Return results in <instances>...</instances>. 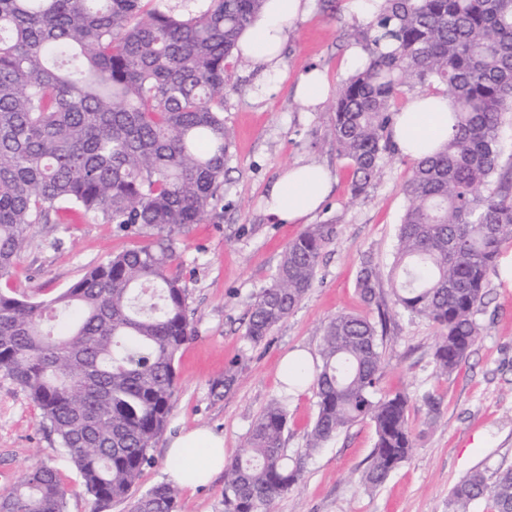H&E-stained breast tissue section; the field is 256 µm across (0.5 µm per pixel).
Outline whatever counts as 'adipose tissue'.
Returning a JSON list of instances; mask_svg holds the SVG:
<instances>
[{"instance_id": "ef3b65f1", "label": "adipose tissue", "mask_w": 512, "mask_h": 512, "mask_svg": "<svg viewBox=\"0 0 512 512\" xmlns=\"http://www.w3.org/2000/svg\"><path fill=\"white\" fill-rule=\"evenodd\" d=\"M307 0H265L238 42L241 56L277 68L290 23L302 15ZM446 96L418 92L408 96L396 117L392 138L403 155L419 158L454 132ZM332 187V176L315 163L289 168L268 192V213L282 224H295L315 213ZM172 481L184 486L207 485L224 468V437L207 427L178 435L170 444Z\"/></svg>"}]
</instances>
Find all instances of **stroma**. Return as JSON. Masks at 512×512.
Returning a JSON list of instances; mask_svg holds the SVG:
<instances>
[{"instance_id": "35a3bbf8", "label": "stroma", "mask_w": 512, "mask_h": 512, "mask_svg": "<svg viewBox=\"0 0 512 512\" xmlns=\"http://www.w3.org/2000/svg\"><path fill=\"white\" fill-rule=\"evenodd\" d=\"M361 15L344 0L326 9L308 0L295 19L282 63L265 72L252 60L229 68L224 125L231 146L221 199L203 223L175 236L178 272L186 289L195 337L176 358L177 386L165 430L156 437L130 497L97 508L85 493L65 448L43 422L28 394L0 372V494L33 467L55 468L70 488L66 512H132L137 498L168 482L167 448L179 433L206 426L224 437L234 457L258 416L272 403L288 409L285 452L302 460L296 485L276 498L270 512H450L452 488L484 466L512 465V283L492 271L476 319L480 336L452 374L435 368L438 330L428 319L394 309L384 340L378 395L401 393L410 401L415 437L411 457L380 486L362 481L375 443L364 420L342 430L322 448L309 451L310 425L317 412L312 387L286 390L280 380L284 356L318 357L322 330L341 311L376 318L356 279L363 257L388 272L406 201L403 185L412 161L385 158L366 195H350L351 172L333 140V94L351 74L350 52L361 50L356 28ZM323 71L332 92L318 107L305 106L295 89L303 73ZM326 166L335 182L314 224L337 228L324 249L312 288L288 319L253 345L244 338L247 311L276 271L288 242L303 224L273 222L263 197L295 164ZM146 238L117 231L87 215L35 225L14 273L10 291L50 297L79 280L110 256L146 245ZM236 378L225 388V375ZM224 478L179 490L176 512H224Z\"/></svg>"}]
</instances>
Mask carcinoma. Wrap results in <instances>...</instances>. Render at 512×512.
<instances>
[{
	"instance_id": "cac0c4a2",
	"label": "carcinoma",
	"mask_w": 512,
	"mask_h": 512,
	"mask_svg": "<svg viewBox=\"0 0 512 512\" xmlns=\"http://www.w3.org/2000/svg\"><path fill=\"white\" fill-rule=\"evenodd\" d=\"M264 0H0V282L29 234L53 213L92 214L152 241L111 256L54 297L0 290V371L27 392L104 507L125 499L167 425L175 359L194 338L186 290L172 272L174 234L220 200L231 141L225 70ZM367 55L337 95L333 134L367 193L388 155L399 100L442 87L455 132L413 162L388 272L393 304L439 331L435 363L454 372L479 336L476 315L500 248L512 239V176L498 178L503 116L512 112V0H378L363 25ZM336 234L312 224L290 241L251 303L245 338L262 343L311 288ZM362 263L357 288L379 298ZM379 323L338 313L324 326L310 380L317 415L308 448L368 419L376 442L363 474L382 484L414 447L409 400L375 398ZM286 407L275 402L224 465L226 512H268L297 482L284 453ZM70 489L49 466L0 494V512H65ZM177 489L153 487L134 512H175ZM480 499L512 512V467L474 471L453 488V512Z\"/></svg>"
}]
</instances>
